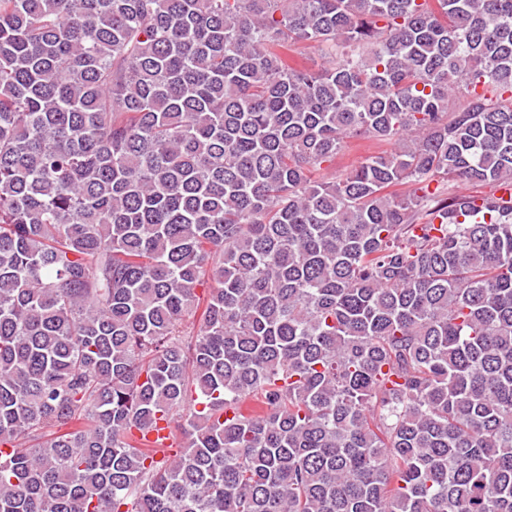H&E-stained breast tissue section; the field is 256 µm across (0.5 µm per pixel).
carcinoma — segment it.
<instances>
[{
	"mask_svg": "<svg viewBox=\"0 0 512 512\" xmlns=\"http://www.w3.org/2000/svg\"><path fill=\"white\" fill-rule=\"evenodd\" d=\"M507 92L512 0H0V512H512ZM292 63L305 64L319 70L328 63L329 57L316 45L310 44L301 49V54H292ZM373 141L363 138L349 139L343 151L336 156V160L330 166L329 171L336 173V176L345 173L358 165L368 151L376 150Z\"/></svg>",
	"mask_w": 512,
	"mask_h": 512,
	"instance_id": "obj_1",
	"label": "carcinoma"
}]
</instances>
